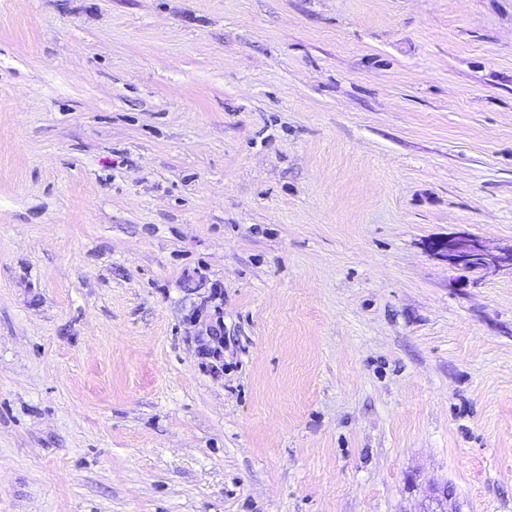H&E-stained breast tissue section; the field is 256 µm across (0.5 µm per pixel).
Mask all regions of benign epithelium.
<instances>
[{
    "label": "benign epithelium",
    "instance_id": "benign-epithelium-1",
    "mask_svg": "<svg viewBox=\"0 0 512 512\" xmlns=\"http://www.w3.org/2000/svg\"><path fill=\"white\" fill-rule=\"evenodd\" d=\"M437 252L448 262L449 267L475 275L512 271V246L493 252L479 236L470 233L448 236L438 245Z\"/></svg>",
    "mask_w": 512,
    "mask_h": 512
}]
</instances>
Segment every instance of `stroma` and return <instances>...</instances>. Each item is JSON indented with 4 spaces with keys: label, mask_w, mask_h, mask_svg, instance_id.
<instances>
[{
    "label": "stroma",
    "mask_w": 512,
    "mask_h": 512,
    "mask_svg": "<svg viewBox=\"0 0 512 512\" xmlns=\"http://www.w3.org/2000/svg\"><path fill=\"white\" fill-rule=\"evenodd\" d=\"M457 231L512 244V0H0V512H512Z\"/></svg>",
    "instance_id": "obj_1"
}]
</instances>
